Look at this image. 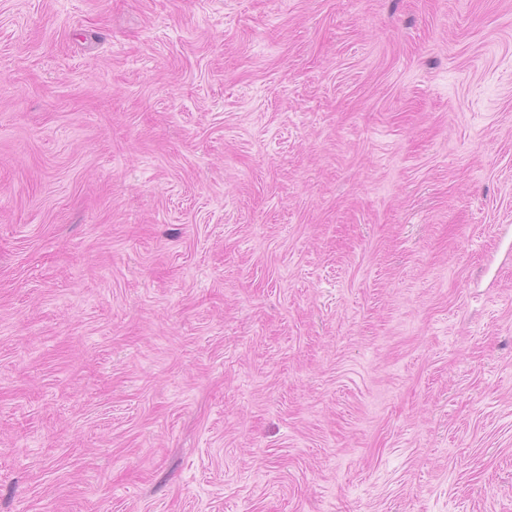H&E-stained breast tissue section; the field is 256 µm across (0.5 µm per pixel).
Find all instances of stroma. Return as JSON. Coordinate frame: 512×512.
<instances>
[{
	"label": "stroma",
	"instance_id": "obj_1",
	"mask_svg": "<svg viewBox=\"0 0 512 512\" xmlns=\"http://www.w3.org/2000/svg\"><path fill=\"white\" fill-rule=\"evenodd\" d=\"M0 512H512V0H0Z\"/></svg>",
	"mask_w": 512,
	"mask_h": 512
}]
</instances>
